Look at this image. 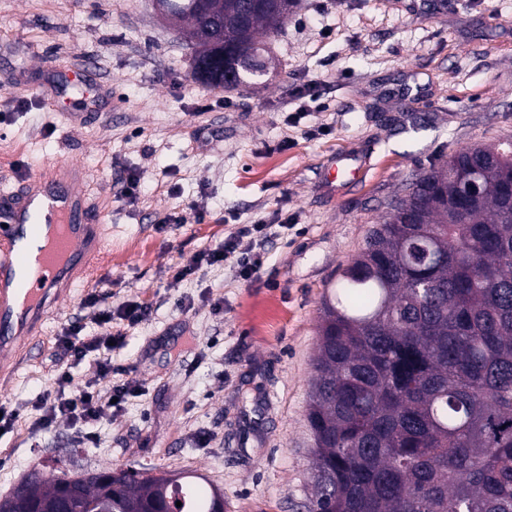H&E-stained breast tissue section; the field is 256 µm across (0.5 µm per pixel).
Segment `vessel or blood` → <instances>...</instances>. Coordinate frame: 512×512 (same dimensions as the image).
I'll list each match as a JSON object with an SVG mask.
<instances>
[{
	"instance_id": "obj_1",
	"label": "vessel or blood",
	"mask_w": 512,
	"mask_h": 512,
	"mask_svg": "<svg viewBox=\"0 0 512 512\" xmlns=\"http://www.w3.org/2000/svg\"><path fill=\"white\" fill-rule=\"evenodd\" d=\"M105 222L73 165L25 175L17 189L0 192L1 359L24 329L36 328L51 288H70L95 266Z\"/></svg>"
}]
</instances>
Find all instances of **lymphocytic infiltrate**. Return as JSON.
<instances>
[{
	"label": "lymphocytic infiltrate",
	"mask_w": 512,
	"mask_h": 512,
	"mask_svg": "<svg viewBox=\"0 0 512 512\" xmlns=\"http://www.w3.org/2000/svg\"><path fill=\"white\" fill-rule=\"evenodd\" d=\"M245 237L252 240L253 247L243 252L239 246ZM268 238V225L238 227L225 238L220 247L198 252L178 270L177 276L183 279L202 269L229 262L241 279L250 280L264 263ZM85 304L95 310L93 320L96 329L87 332L83 323L75 321L63 330L57 340L61 362L54 377L55 389L36 400L35 407L39 415L32 423V433L38 436L48 431L57 421H66L74 431L75 442L81 445L95 440L93 433L88 430L89 425L99 422L107 410H121L127 397L134 394L137 387L133 381L126 380L112 385L106 391L91 383L81 389H73L72 365L110 346H122L125 341L123 327L138 326L151 315L150 308L137 301H127L112 307L101 305L99 299L92 296L86 299Z\"/></svg>",
	"instance_id": "1"
}]
</instances>
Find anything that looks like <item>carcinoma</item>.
<instances>
[{"instance_id":"obj_1","label":"carcinoma","mask_w":512,"mask_h":512,"mask_svg":"<svg viewBox=\"0 0 512 512\" xmlns=\"http://www.w3.org/2000/svg\"><path fill=\"white\" fill-rule=\"evenodd\" d=\"M188 42L224 23V47L259 56L301 0H169ZM216 50L197 80L228 90ZM476 175L481 196H464ZM306 413L308 512H512V148L476 145L420 172L393 198L322 299ZM61 471L29 474L0 512L57 499ZM224 492L144 472L105 496L89 480L74 512H215Z\"/></svg>"}]
</instances>
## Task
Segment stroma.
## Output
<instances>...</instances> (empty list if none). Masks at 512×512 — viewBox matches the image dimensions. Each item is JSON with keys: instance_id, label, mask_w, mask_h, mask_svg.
I'll use <instances>...</instances> for the list:
<instances>
[{"instance_id": "stroma-1", "label": "stroma", "mask_w": 512, "mask_h": 512, "mask_svg": "<svg viewBox=\"0 0 512 512\" xmlns=\"http://www.w3.org/2000/svg\"><path fill=\"white\" fill-rule=\"evenodd\" d=\"M271 48L280 65L265 87L216 89L193 79L179 28L151 0H0V85L51 94L88 69L101 87L73 123L0 95V187L73 162L109 215L98 270L49 299L41 333L0 374V404L19 411L0 436V498L39 465L133 466L202 475L226 512H306L322 296L413 174L512 139V0H302ZM308 83L315 100L290 123L291 93ZM131 172L129 204L113 186ZM277 210L294 227L271 236L252 280L226 265L175 279L236 224ZM91 292L153 309L111 353L113 380L138 391L95 425V446H76L63 421L32 439L56 339L90 323Z\"/></svg>"}]
</instances>
